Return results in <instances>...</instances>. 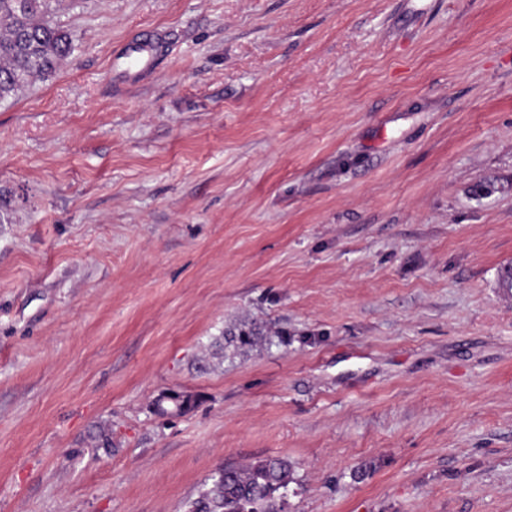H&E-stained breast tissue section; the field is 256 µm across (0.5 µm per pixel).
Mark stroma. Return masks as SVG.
<instances>
[{
  "instance_id": "1",
  "label": "stroma",
  "mask_w": 512,
  "mask_h": 512,
  "mask_svg": "<svg viewBox=\"0 0 512 512\" xmlns=\"http://www.w3.org/2000/svg\"><path fill=\"white\" fill-rule=\"evenodd\" d=\"M58 20L0 102V512H184L263 457L286 512H512V0Z\"/></svg>"
}]
</instances>
